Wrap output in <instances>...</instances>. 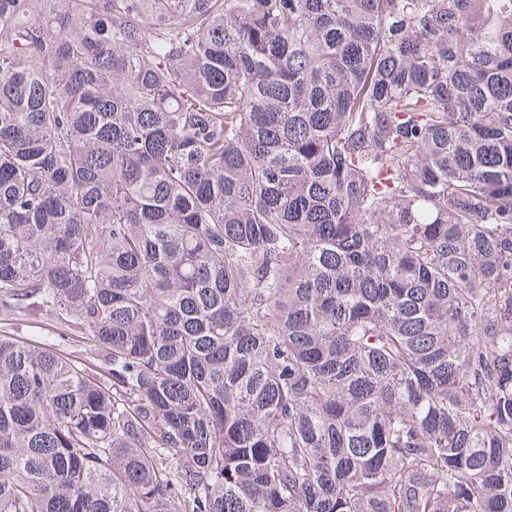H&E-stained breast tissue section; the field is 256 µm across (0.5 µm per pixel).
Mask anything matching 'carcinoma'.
Instances as JSON below:
<instances>
[{
	"label": "carcinoma",
	"mask_w": 512,
	"mask_h": 512,
	"mask_svg": "<svg viewBox=\"0 0 512 512\" xmlns=\"http://www.w3.org/2000/svg\"><path fill=\"white\" fill-rule=\"evenodd\" d=\"M0 512H512V0H0ZM7 331L19 336H25L33 341L54 344L56 348L63 351L64 354L78 363L86 365L105 374L97 366L104 365L98 360L90 349L89 344L82 337L81 330L74 326H67L56 320H47L44 318H24L14 321Z\"/></svg>",
	"instance_id": "cac0c4a2"
}]
</instances>
